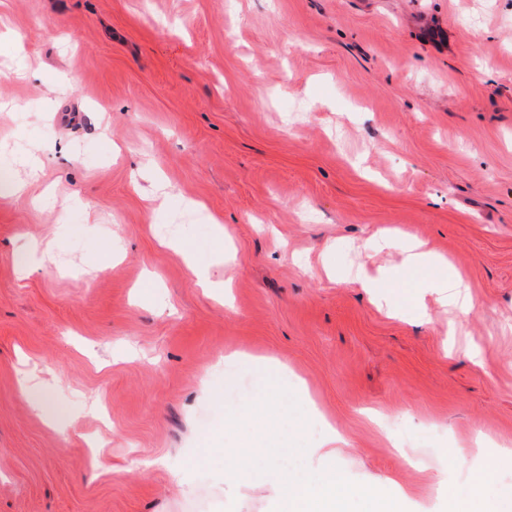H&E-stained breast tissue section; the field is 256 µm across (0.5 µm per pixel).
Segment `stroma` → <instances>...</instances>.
<instances>
[{
    "label": "stroma",
    "instance_id": "stroma-1",
    "mask_svg": "<svg viewBox=\"0 0 512 512\" xmlns=\"http://www.w3.org/2000/svg\"><path fill=\"white\" fill-rule=\"evenodd\" d=\"M27 156L38 181L0 188V512H224L207 440L257 389L229 349L287 367L348 479L439 512L464 448L512 493V0H0V167ZM384 232L476 310L409 276L379 309L354 276L393 272ZM98 447L119 477L87 480ZM400 270L436 283L447 291V302L460 314L467 315L476 307V300L468 291L469 286L459 275L448 277L445 261L423 248L417 240H406L399 251Z\"/></svg>",
    "mask_w": 512,
    "mask_h": 512
}]
</instances>
